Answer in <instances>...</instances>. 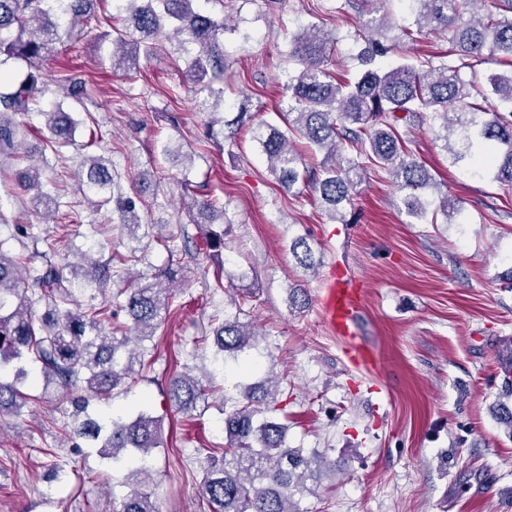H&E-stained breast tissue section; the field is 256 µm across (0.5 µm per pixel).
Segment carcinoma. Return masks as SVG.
<instances>
[{"label":"carcinoma","mask_w":512,"mask_h":512,"mask_svg":"<svg viewBox=\"0 0 512 512\" xmlns=\"http://www.w3.org/2000/svg\"><path fill=\"white\" fill-rule=\"evenodd\" d=\"M105 0H0V161L25 156L22 147L36 135L42 149L56 153L63 147L84 150L98 145L96 131L83 144L76 143L77 123L54 103L42 108L48 92L41 68L56 46L74 33L99 22L97 8ZM201 0H119L112 20V71L123 75L137 67L140 57L157 52L165 40H177L185 55L191 92L205 98L224 99V36L236 27L222 17L196 7ZM413 21H395L391 0H357L360 12L371 19L354 31L361 48L352 60L360 68L350 80L328 68V46L336 43L314 24L289 36L286 77L287 107L278 109L284 127L267 122L253 125L249 112L237 113L231 134L247 127L267 163L268 172L288 191L302 184L316 195L330 219L344 216L341 208L354 207L358 187L369 167L392 175L405 195L401 202L417 219L442 217L456 223L459 209L448 196L423 201L420 191L435 186L434 178L419 162L399 127L425 128L444 141L451 164L467 163L473 174L483 175L506 191H512V72L490 73L485 85L497 96L498 106L477 103L486 99L476 76L463 69L472 62L505 57L512 66V0H410ZM400 36L391 38L392 29ZM433 31L452 34L448 50L417 64L403 54L406 44ZM12 62L26 67L11 77L4 66ZM56 83L64 97L84 105L82 80L63 73ZM43 118L39 128L19 122L16 116ZM324 153L321 163L303 164L301 145ZM79 179L84 193L102 206L112 205V221L126 236L139 241L148 236L140 210L146 202L139 192L129 193L111 161L102 156L83 157ZM21 192L31 206L46 213L59 203L42 191L39 169L17 174ZM190 222L206 227V248L216 256L235 221L226 204L215 197H193L184 204ZM222 225L219 231L211 229ZM301 268L320 264L302 237L290 244ZM42 262H37V259ZM141 258L130 252L114 254L112 262H100L91 252L82 262L59 265L38 256L7 255L0 249V417L19 415L26 397L19 384L28 377L26 363L40 365L44 387L54 386L79 393L80 412L63 424L67 435L83 438L99 448L112 469H128L124 482L129 492L117 512H157L150 495L138 486L149 473L151 451L161 444V422L142 409L106 419L87 414L90 401L106 400L118 388L128 389L135 366L145 367L131 343L155 336L171 314L170 283L181 270L168 264L148 276L129 282L117 293L118 311L132 322L131 334L121 325H106L117 314L95 300L104 294L124 267ZM44 306L39 322L32 307ZM243 308L224 315L213 330L217 353L243 362L241 399L224 409L223 456L210 459L202 485L209 512H303L294 497L307 491L304 480L321 472L324 457L316 451L288 447V424L272 413V378L251 359L256 349L252 325L240 321ZM205 395L201 382L188 373L169 381V396L176 408L189 412ZM495 416L512 437V404L500 400Z\"/></svg>","instance_id":"carcinoma-1"}]
</instances>
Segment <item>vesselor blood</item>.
<instances>
[{
    "instance_id": "vessel-or-blood-1",
    "label": "vessel or blood",
    "mask_w": 512,
    "mask_h": 512,
    "mask_svg": "<svg viewBox=\"0 0 512 512\" xmlns=\"http://www.w3.org/2000/svg\"><path fill=\"white\" fill-rule=\"evenodd\" d=\"M361 303L362 288L356 280L341 271L330 273L323 301L324 318L331 332L344 342L347 360L358 369L372 363L355 326Z\"/></svg>"
}]
</instances>
